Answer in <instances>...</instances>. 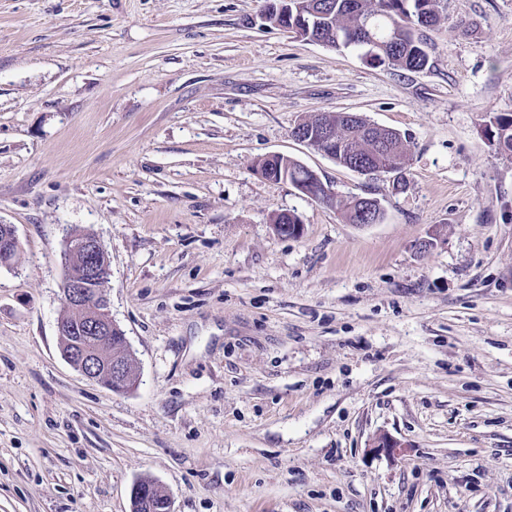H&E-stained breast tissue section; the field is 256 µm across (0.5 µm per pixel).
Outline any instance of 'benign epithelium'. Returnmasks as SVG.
<instances>
[{"mask_svg":"<svg viewBox=\"0 0 512 512\" xmlns=\"http://www.w3.org/2000/svg\"><path fill=\"white\" fill-rule=\"evenodd\" d=\"M297 140L310 143L318 138L324 144L336 143L329 128L320 127L306 135L298 131ZM309 177L299 182L296 189L306 197L317 195L335 202V192L326 185L318 173L308 170ZM66 253L84 257L82 269L67 273L62 284L64 308L81 309L85 316L71 324L58 321V335L70 336L71 348L63 353L64 359L85 377L97 381L113 392H127L137 385L134 376L118 360L105 358L100 351V341L120 331L112 320L107 284L111 274L110 258L102 241L94 234L72 235L67 240ZM373 451L387 455H401L407 444L388 435H380L372 442Z\"/></svg>","mask_w":512,"mask_h":512,"instance_id":"1","label":"benign epithelium"}]
</instances>
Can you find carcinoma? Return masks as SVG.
Wrapping results in <instances>:
<instances>
[{"mask_svg": "<svg viewBox=\"0 0 512 512\" xmlns=\"http://www.w3.org/2000/svg\"><path fill=\"white\" fill-rule=\"evenodd\" d=\"M288 15L302 14L311 33L321 35L326 46L363 48L373 43L374 55L365 62L411 72L431 67V49L419 28L441 20V0H290ZM328 123L336 128V164H352L374 174H401L405 170L408 144L403 135H388L372 127L361 115L349 118L344 112H325L303 119L297 129L308 133ZM490 142L498 152L512 155V114L490 121ZM104 354L133 362L123 337L112 335L101 346ZM147 495L132 503L133 512H164L167 494L154 482L142 481Z\"/></svg>", "mask_w": 512, "mask_h": 512, "instance_id": "obj_1", "label": "carcinoma"}]
</instances>
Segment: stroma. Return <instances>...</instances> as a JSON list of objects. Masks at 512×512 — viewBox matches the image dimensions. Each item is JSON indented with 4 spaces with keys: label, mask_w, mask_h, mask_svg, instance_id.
Masks as SVG:
<instances>
[{
    "label": "stroma",
    "mask_w": 512,
    "mask_h": 512,
    "mask_svg": "<svg viewBox=\"0 0 512 512\" xmlns=\"http://www.w3.org/2000/svg\"><path fill=\"white\" fill-rule=\"evenodd\" d=\"M263 8L0 0V512H130L143 479L172 512H512V158L484 132L512 113V0H444L424 72ZM336 111L406 136L404 190L293 137ZM272 153L336 204L258 176ZM353 196L383 220L347 223ZM76 231L108 251L134 390L61 354Z\"/></svg>",
    "instance_id": "stroma-1"
}]
</instances>
